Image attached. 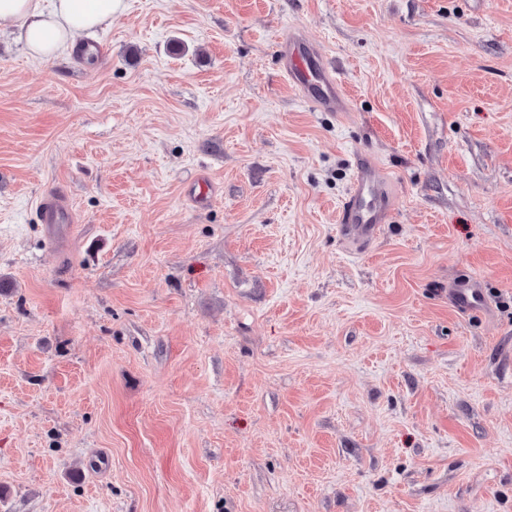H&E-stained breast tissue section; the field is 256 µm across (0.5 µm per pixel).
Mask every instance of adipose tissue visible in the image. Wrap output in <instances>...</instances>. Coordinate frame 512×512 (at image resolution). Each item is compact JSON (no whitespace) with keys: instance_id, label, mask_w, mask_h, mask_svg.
Listing matches in <instances>:
<instances>
[{"instance_id":"adipose-tissue-1","label":"adipose tissue","mask_w":512,"mask_h":512,"mask_svg":"<svg viewBox=\"0 0 512 512\" xmlns=\"http://www.w3.org/2000/svg\"><path fill=\"white\" fill-rule=\"evenodd\" d=\"M123 9V0H0V27H18L29 56L49 59L73 49L77 34L110 24Z\"/></svg>"}]
</instances>
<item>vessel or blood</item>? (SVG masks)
<instances>
[{
	"instance_id": "obj_1",
	"label": "vessel or blood",
	"mask_w": 512,
	"mask_h": 512,
	"mask_svg": "<svg viewBox=\"0 0 512 512\" xmlns=\"http://www.w3.org/2000/svg\"><path fill=\"white\" fill-rule=\"evenodd\" d=\"M277 52L289 82L313 111H346L342 80L328 65L322 52L302 43L293 33L278 42ZM389 204L388 182L377 176L375 165L359 160L340 208L341 223L350 225L360 237H370L379 224L386 222ZM37 209L44 223H57L69 212L67 196L64 192H56L52 200L39 203ZM450 294L454 304L465 310L482 303L481 284L476 280L451 289Z\"/></svg>"
}]
</instances>
